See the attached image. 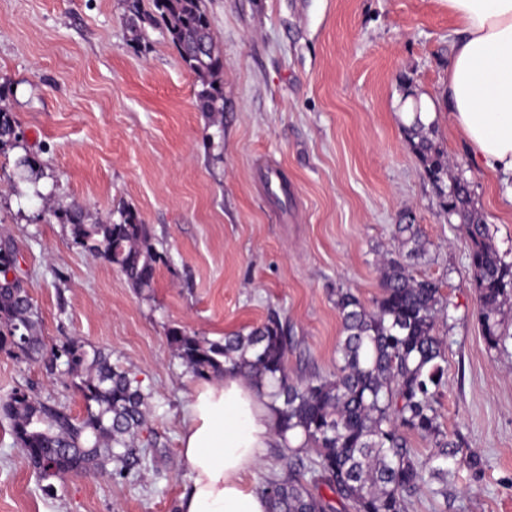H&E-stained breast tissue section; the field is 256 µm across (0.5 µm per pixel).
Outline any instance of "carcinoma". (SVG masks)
Listing matches in <instances>:
<instances>
[{
  "label": "carcinoma",
  "mask_w": 512,
  "mask_h": 512,
  "mask_svg": "<svg viewBox=\"0 0 512 512\" xmlns=\"http://www.w3.org/2000/svg\"><path fill=\"white\" fill-rule=\"evenodd\" d=\"M171 42L201 89L197 104L212 121H222L224 58L216 50L202 0H151ZM420 119L407 128L408 140L436 184L448 175L449 160L425 133ZM18 125L0 108V150L18 142ZM445 211L461 217L469 241L473 286L483 336L491 350L506 348L504 306L512 301V263L491 243L487 224L471 208L467 182L457 179L444 193ZM106 223L85 222L84 207L74 204L58 214L70 225L75 244L116 266L139 292L153 288L163 256L149 243V229L129 207ZM406 253L386 259L381 294L366 307L350 290L336 289L342 321L340 362L330 377L288 376L285 358L292 337L288 324L273 313L262 325L213 341L179 327L167 335L188 372L209 379L229 364L258 388L269 392L277 414V432L298 431L303 443L288 450L283 472L264 480L261 492L269 512H406V498L423 490L448 499V440L435 404L444 386L445 344L436 334L440 293L436 283L415 278L410 261L424 253L411 220L396 225ZM17 249L0 238V352L26 361L64 359L66 373L85 403L83 416L66 407L16 390L0 399V415L9 419L16 444L44 479L70 471L115 464L125 476L141 464L142 453L156 447L158 435L146 427L150 393L130 373L110 363L99 349L66 342L47 345L38 335V314L15 276ZM417 434L434 442L436 459L421 461L408 441ZM323 484L334 497L317 494Z\"/></svg>",
  "instance_id": "cac0c4a2"
}]
</instances>
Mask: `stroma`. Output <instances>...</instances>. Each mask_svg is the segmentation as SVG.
Masks as SVG:
<instances>
[{"label":"stroma","instance_id":"stroma-1","mask_svg":"<svg viewBox=\"0 0 512 512\" xmlns=\"http://www.w3.org/2000/svg\"><path fill=\"white\" fill-rule=\"evenodd\" d=\"M224 58V117L196 106L199 88L161 22L130 24L126 0H0V104L20 139L0 151V238L47 344L108 353L150 392L159 436L121 477L67 473L43 482L0 418V512H177L188 488L179 433L198 386L167 338L177 326L211 340L278 313L293 345L291 377L333 375L341 319L335 291L380 295V261L402 252L410 214L426 252L416 278L440 288L436 331L447 353L436 404L449 440L482 461L449 464L451 503L422 491L407 512H512V349H489L468 240L410 145L403 114L448 79L455 23L446 0H204ZM432 139L449 179L512 263V202L475 166L439 112ZM36 161L19 173L17 157ZM288 183L271 196L267 166ZM86 221L136 210L163 254L152 290L76 246L56 211ZM22 389L84 413L71 377L0 352V398Z\"/></svg>","mask_w":512,"mask_h":512}]
</instances>
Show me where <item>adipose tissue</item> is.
<instances>
[{
	"mask_svg": "<svg viewBox=\"0 0 512 512\" xmlns=\"http://www.w3.org/2000/svg\"><path fill=\"white\" fill-rule=\"evenodd\" d=\"M447 3L458 24L448 83L439 100L421 101L422 120L445 108L471 158L512 176V0ZM280 442L267 393L236 371L198 386L180 434L189 488L179 512H268L245 476Z\"/></svg>",
	"mask_w": 512,
	"mask_h": 512,
	"instance_id": "obj_1",
	"label": "adipose tissue"
}]
</instances>
